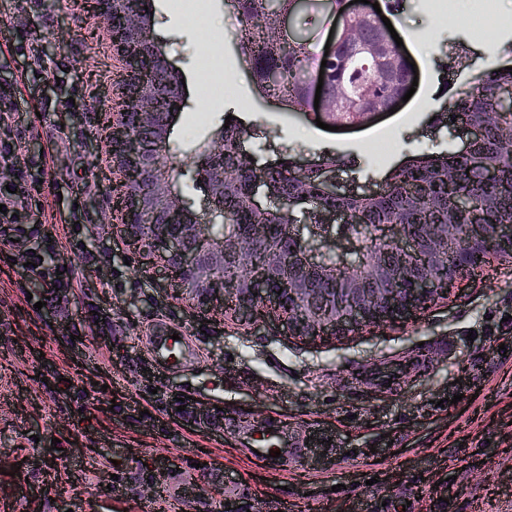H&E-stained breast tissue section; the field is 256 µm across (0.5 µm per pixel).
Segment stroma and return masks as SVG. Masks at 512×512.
Wrapping results in <instances>:
<instances>
[{"instance_id": "35a3bbf8", "label": "stroma", "mask_w": 512, "mask_h": 512, "mask_svg": "<svg viewBox=\"0 0 512 512\" xmlns=\"http://www.w3.org/2000/svg\"><path fill=\"white\" fill-rule=\"evenodd\" d=\"M445 2L443 22L435 0L381 10L404 48L429 36L439 46L418 64L411 98L376 119L390 144L382 156L368 152L366 130L327 131L313 114L258 102L229 9L216 46L229 78L199 122L195 23L177 0H151L152 35L186 83L170 138L183 197L203 210L192 156L229 115L257 165L347 155L358 164L340 183L366 190L407 156L454 149V129L426 137L430 120L491 69L492 54L512 64V24L490 46L484 28L504 10ZM23 36L37 55L0 62L6 83L22 89L13 165L32 166L54 145L40 254L62 257L81 286L50 299L25 253L0 237V512H512V263L494 261L427 312L345 336H292L272 318L244 328L197 317L167 297L158 274L113 260L124 245L107 221L96 124L111 104L113 62L94 22L73 0H0V45ZM454 43L472 56L450 76L441 50ZM161 323L180 325L197 345L192 366L146 371L147 334ZM184 391L201 422L179 412ZM217 411L222 424L209 426ZM272 423L288 426L301 451L250 458L240 430ZM161 468L155 499L146 487Z\"/></svg>"}]
</instances>
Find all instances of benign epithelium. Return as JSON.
Wrapping results in <instances>:
<instances>
[{"label": "benign epithelium", "instance_id": "benign-epithelium-1", "mask_svg": "<svg viewBox=\"0 0 512 512\" xmlns=\"http://www.w3.org/2000/svg\"><path fill=\"white\" fill-rule=\"evenodd\" d=\"M88 2L86 16L96 20L120 64L115 100L98 113L109 146L107 179L114 193L110 223L144 270L163 274L171 299L206 313L217 307L224 318L241 326L273 317L285 322L295 336L341 335L408 319L423 312L425 305L448 299L459 283L475 279L490 256L512 259V235L492 234L484 224H469L459 234L450 225L423 224L416 235L405 224H390L378 234L383 242L378 249L365 248L357 235L345 236L357 257L345 263L330 245L336 234L312 233L306 238L288 223L294 206L284 199L275 208L282 224H249L242 232L236 227L229 232L224 229V202L214 192L224 184V172L208 178L196 157L195 177L206 193L210 214L207 223H200L181 198L175 167L162 163L183 106V84L170 87L173 111L164 126H156V98L128 92L138 62L116 41L114 0ZM362 54L388 67L383 102L363 106L372 119L401 105L412 80L400 81L398 75L412 67L390 35L362 48ZM204 155L224 156L223 130L205 142ZM145 211L161 223H141L138 217ZM392 253L406 266L420 264L422 277L409 288L365 287L382 275H397L389 264ZM288 260L334 287L288 285L278 291L273 287V270Z\"/></svg>", "mask_w": 512, "mask_h": 512}]
</instances>
